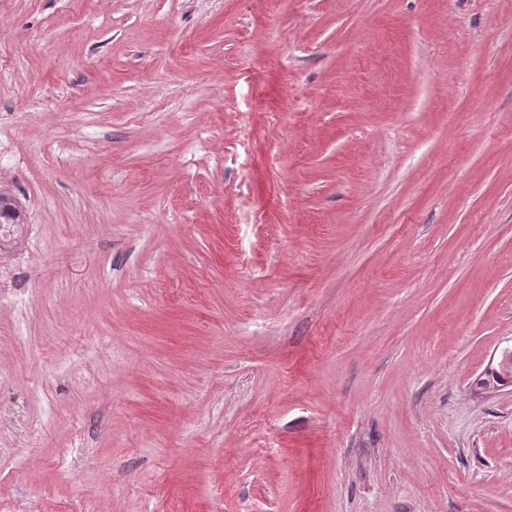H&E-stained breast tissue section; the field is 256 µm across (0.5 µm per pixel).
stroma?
<instances>
[{
    "label": "stroma",
    "instance_id": "35a3bbf8",
    "mask_svg": "<svg viewBox=\"0 0 512 512\" xmlns=\"http://www.w3.org/2000/svg\"><path fill=\"white\" fill-rule=\"evenodd\" d=\"M8 512H512V0H0ZM0 243H13L15 249L11 253L21 256L28 240V224L22 208L14 196L0 190ZM25 241V242H24Z\"/></svg>",
    "mask_w": 512,
    "mask_h": 512
}]
</instances>
